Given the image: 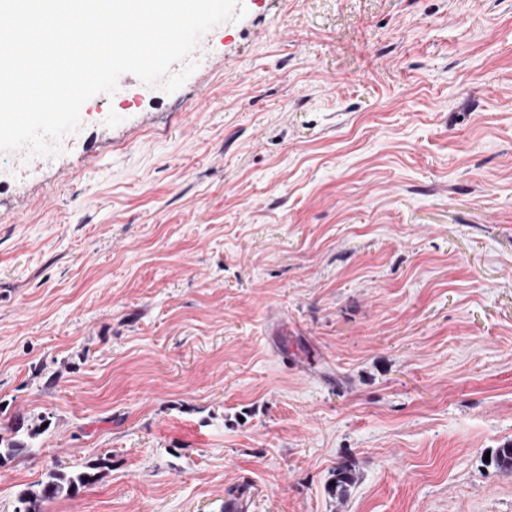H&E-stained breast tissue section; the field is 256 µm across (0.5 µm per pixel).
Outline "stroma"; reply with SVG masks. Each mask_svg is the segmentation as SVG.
I'll return each mask as SVG.
<instances>
[{
  "label": "stroma",
  "mask_w": 512,
  "mask_h": 512,
  "mask_svg": "<svg viewBox=\"0 0 512 512\" xmlns=\"http://www.w3.org/2000/svg\"><path fill=\"white\" fill-rule=\"evenodd\" d=\"M241 3L0 151V512H512V0ZM101 468L100 465L89 467L86 471H59L50 470L47 480L38 489H28L20 496L23 510L18 512H43L42 504L56 499L61 495L72 496L81 488L93 484L99 479V472H92Z\"/></svg>",
  "instance_id": "1"
}]
</instances>
